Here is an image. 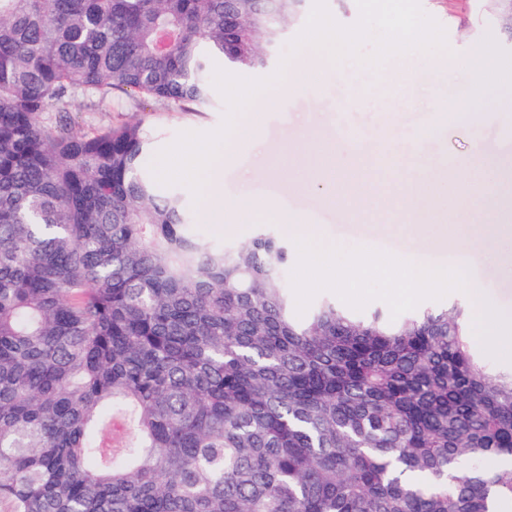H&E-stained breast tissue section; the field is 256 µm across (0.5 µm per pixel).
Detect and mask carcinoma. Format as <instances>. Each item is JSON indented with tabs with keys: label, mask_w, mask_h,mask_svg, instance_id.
<instances>
[{
	"label": "carcinoma",
	"mask_w": 512,
	"mask_h": 512,
	"mask_svg": "<svg viewBox=\"0 0 512 512\" xmlns=\"http://www.w3.org/2000/svg\"><path fill=\"white\" fill-rule=\"evenodd\" d=\"M293 1L0 0V512H512L469 305L299 316L287 242H209L139 125L73 131L77 91L211 107Z\"/></svg>",
	"instance_id": "1"
}]
</instances>
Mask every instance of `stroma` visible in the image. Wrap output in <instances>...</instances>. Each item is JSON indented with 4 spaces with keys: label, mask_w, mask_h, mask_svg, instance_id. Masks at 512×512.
<instances>
[{
    "label": "stroma",
    "mask_w": 512,
    "mask_h": 512,
    "mask_svg": "<svg viewBox=\"0 0 512 512\" xmlns=\"http://www.w3.org/2000/svg\"><path fill=\"white\" fill-rule=\"evenodd\" d=\"M423 11L445 30V49L435 59L412 58L400 68L385 61L360 69L353 83L323 79L302 93L252 106L256 147H244L224 168L226 195L288 202L293 213H326L319 232L350 251L384 250L414 262H450L455 246L443 225L469 215L470 280L497 308L512 311V34L493 20L486 0H420ZM456 79L432 78L431 67ZM495 69L497 85L486 84ZM495 96L488 119L459 120L465 97ZM213 109L129 97L113 91L111 104L91 107L75 95L70 109L77 132L137 123L155 149L183 131L217 129L227 107ZM430 186L432 222L407 221L406 205L394 198L399 183Z\"/></svg>",
    "instance_id": "stroma-1"
}]
</instances>
